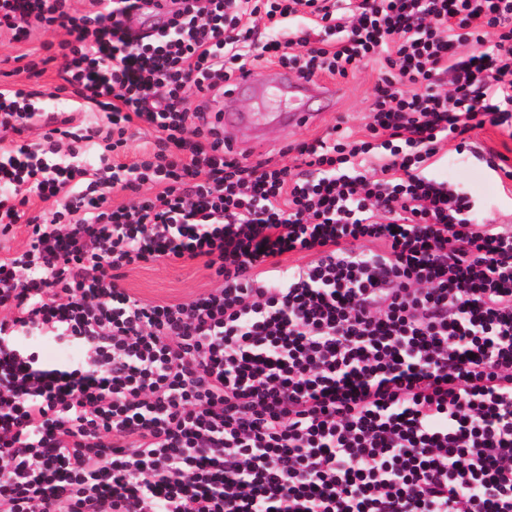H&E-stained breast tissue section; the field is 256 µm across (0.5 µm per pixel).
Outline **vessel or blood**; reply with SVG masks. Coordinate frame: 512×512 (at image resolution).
Listing matches in <instances>:
<instances>
[{
	"label": "vessel or blood",
	"instance_id": "b4317fda",
	"mask_svg": "<svg viewBox=\"0 0 512 512\" xmlns=\"http://www.w3.org/2000/svg\"><path fill=\"white\" fill-rule=\"evenodd\" d=\"M273 83L280 87L296 105L288 111L278 113V120L287 126H308L322 113L332 111L335 98L325 86L316 81L292 78L277 71H267L263 77L247 75L233 82L224 91L225 96L234 97L243 91L258 86L259 82Z\"/></svg>",
	"mask_w": 512,
	"mask_h": 512
}]
</instances>
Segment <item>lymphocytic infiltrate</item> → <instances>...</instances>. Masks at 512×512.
Masks as SVG:
<instances>
[{"label":"lymphocytic infiltrate","mask_w":512,"mask_h":512,"mask_svg":"<svg viewBox=\"0 0 512 512\" xmlns=\"http://www.w3.org/2000/svg\"><path fill=\"white\" fill-rule=\"evenodd\" d=\"M180 2L140 35V0H0L14 41L63 31L25 70L68 101L0 88V339L82 351L0 347V512H512V224L434 174L512 134V0ZM369 61L365 134L226 152L210 104L250 69ZM162 259L214 288H119ZM472 135L479 145L507 155L512 164V136L509 137L506 131L487 124L484 128L475 130ZM16 342L19 347L37 351L40 361L48 367L64 368L72 365L79 357L77 346L52 336L21 335Z\"/></svg>","instance_id":"lymphocytic-infiltrate-1"}]
</instances>
